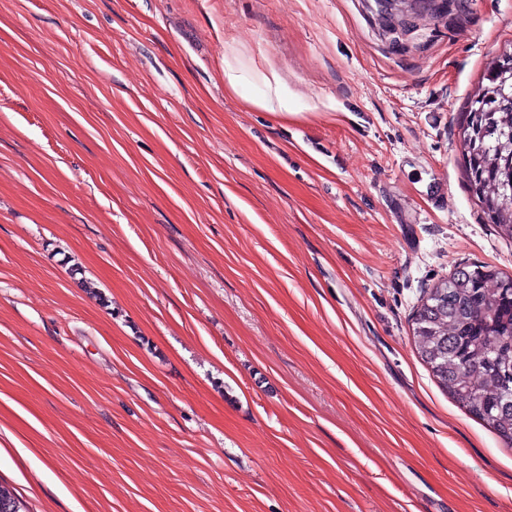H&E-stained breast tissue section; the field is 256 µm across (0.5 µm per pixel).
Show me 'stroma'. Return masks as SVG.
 <instances>
[{
  "label": "stroma",
  "mask_w": 512,
  "mask_h": 512,
  "mask_svg": "<svg viewBox=\"0 0 512 512\" xmlns=\"http://www.w3.org/2000/svg\"><path fill=\"white\" fill-rule=\"evenodd\" d=\"M506 50L512 0H0V485L512 512L409 324L457 266L512 275L459 139Z\"/></svg>",
  "instance_id": "obj_1"
}]
</instances>
